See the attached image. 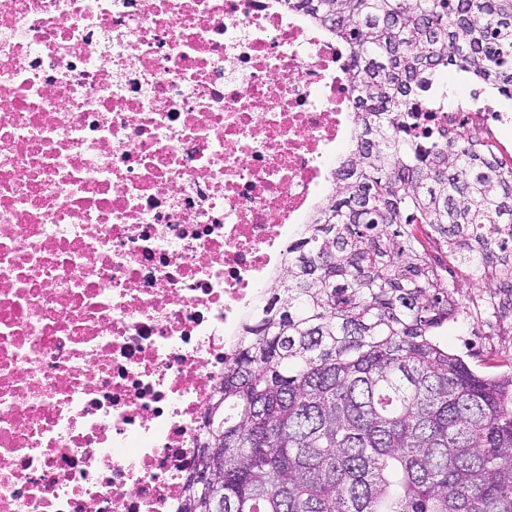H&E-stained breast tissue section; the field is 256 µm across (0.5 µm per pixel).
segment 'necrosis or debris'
I'll return each mask as SVG.
<instances>
[{
    "mask_svg": "<svg viewBox=\"0 0 512 512\" xmlns=\"http://www.w3.org/2000/svg\"><path fill=\"white\" fill-rule=\"evenodd\" d=\"M347 72L285 0H0V512H179ZM418 119L512 122L474 91Z\"/></svg>",
    "mask_w": 512,
    "mask_h": 512,
    "instance_id": "obj_1",
    "label": "necrosis or debris"
}]
</instances>
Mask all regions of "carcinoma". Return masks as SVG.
Instances as JSON below:
<instances>
[{
  "mask_svg": "<svg viewBox=\"0 0 512 512\" xmlns=\"http://www.w3.org/2000/svg\"><path fill=\"white\" fill-rule=\"evenodd\" d=\"M348 48L358 133L224 367L180 512H512V375L436 330L454 284L412 225L512 294V164L421 142L423 77L512 97V0H286Z\"/></svg>",
  "mask_w": 512,
  "mask_h": 512,
  "instance_id": "1",
  "label": "carcinoma"
}]
</instances>
